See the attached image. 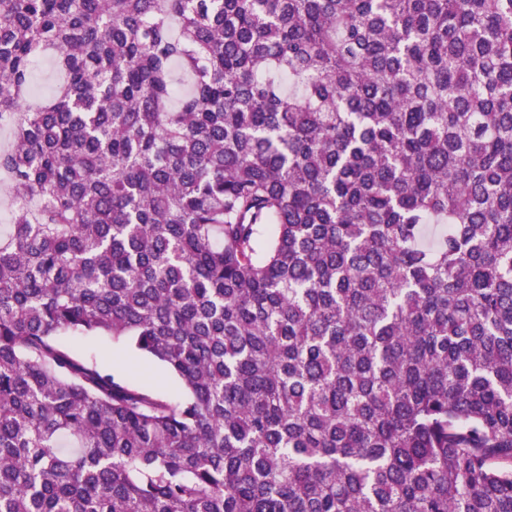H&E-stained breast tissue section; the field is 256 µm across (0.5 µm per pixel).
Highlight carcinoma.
I'll return each mask as SVG.
<instances>
[{"instance_id": "obj_1", "label": "carcinoma", "mask_w": 512, "mask_h": 512, "mask_svg": "<svg viewBox=\"0 0 512 512\" xmlns=\"http://www.w3.org/2000/svg\"><path fill=\"white\" fill-rule=\"evenodd\" d=\"M5 116L0 512H512V0H0ZM62 83V75L54 67L50 58L45 56L39 62H35L29 102L36 103L50 98ZM36 86L39 90H36ZM62 341L94 356L110 371L120 373L131 381L148 386L157 395L175 399L181 394L176 379L156 364L133 354L121 342L107 337L63 336Z\"/></svg>"}]
</instances>
